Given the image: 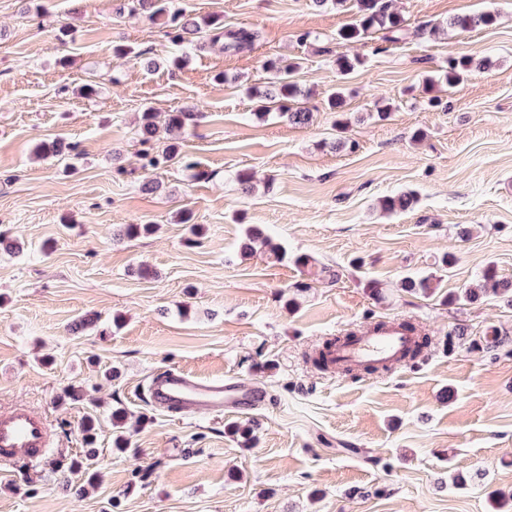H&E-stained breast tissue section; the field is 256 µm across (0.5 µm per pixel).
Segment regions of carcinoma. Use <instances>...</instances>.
I'll use <instances>...</instances> for the list:
<instances>
[{
  "label": "carcinoma",
  "instance_id": "1",
  "mask_svg": "<svg viewBox=\"0 0 512 512\" xmlns=\"http://www.w3.org/2000/svg\"><path fill=\"white\" fill-rule=\"evenodd\" d=\"M349 1L355 7L354 18L350 26L341 33V37L354 40L381 31L383 39L386 41L397 42L401 39L403 19L392 10V0H313L319 7L329 5L343 7ZM124 7L132 13L144 15L153 22L164 20L165 27H167L165 36L173 45L187 51L205 49L207 42L203 41V34L215 30L218 31L216 37L224 38V50L227 52L238 53L250 50L259 40V32L256 30L243 27L226 29L220 16H196L185 8L174 6L173 0H125ZM492 22L493 17L489 13L455 16L448 19V27L466 31L479 26H489ZM265 67L273 72V79L265 90L256 92L259 107L256 116L258 117L265 116L264 110L268 104L277 100L294 98L299 93L297 84L291 80L292 74L297 69L296 64L268 60ZM475 67H483L482 61L466 56L450 58L445 80L448 85L452 86L460 80L463 73ZM201 116L202 113L197 110L172 109L165 115V133H180L194 125ZM137 136L141 146L139 150L141 168L159 170L168 166V163L177 157L176 145L169 144L162 149L157 147L161 135L154 111L148 109L142 113ZM416 202L415 194L406 192L383 198L380 200V206L384 211L393 214L413 209ZM258 246L269 249L279 260L284 258V254L278 251V248L263 235L262 231L253 227L248 231L246 241L243 243V250L251 252ZM484 295L499 297L512 304V280L499 276L492 267L486 268L482 276L481 287L468 289L464 292L463 297L469 302H475ZM336 342L335 338L327 341L322 349L312 356V361L317 367L327 369L331 366L329 355L332 348L336 346ZM511 344V339L499 335L495 329L483 336L479 342L480 348L490 353H496ZM255 428L256 423L254 422L245 425L231 423L227 430L239 437L241 444L247 446L255 438ZM82 436L86 445L84 454L71 462V468L77 470L85 468L87 461L95 456L93 445L96 440V427L93 420L89 419L83 423Z\"/></svg>",
  "mask_w": 512,
  "mask_h": 512
}]
</instances>
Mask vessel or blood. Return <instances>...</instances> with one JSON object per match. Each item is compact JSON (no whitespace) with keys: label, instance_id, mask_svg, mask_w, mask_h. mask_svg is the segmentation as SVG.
<instances>
[{"label":"vessel or blood","instance_id":"vessel-or-blood-1","mask_svg":"<svg viewBox=\"0 0 512 512\" xmlns=\"http://www.w3.org/2000/svg\"><path fill=\"white\" fill-rule=\"evenodd\" d=\"M413 344L409 331L389 322L366 327L341 341L333 357L342 370L367 364L382 367L396 363ZM262 394V389L251 383H213L172 369L154 382L150 396L156 406L194 416L215 408L246 409ZM49 437L46 420L35 411L22 406L0 411V462L39 458L49 445Z\"/></svg>","mask_w":512,"mask_h":512}]
</instances>
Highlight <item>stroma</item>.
I'll return each instance as SVG.
<instances>
[{
  "label": "stroma",
  "instance_id": "35a3bbf8",
  "mask_svg": "<svg viewBox=\"0 0 512 512\" xmlns=\"http://www.w3.org/2000/svg\"><path fill=\"white\" fill-rule=\"evenodd\" d=\"M121 2L0 0V236L21 247L0 248V410L34 409L51 434L38 461L0 473V512H491L489 491L512 494V352L471 342L493 329L512 337V307L445 299L479 287L490 264L512 278V0H393L405 27L396 43L341 40L348 7L178 0L262 38L241 53L208 46L176 68L162 26L118 14ZM487 12L489 26L425 31ZM116 43L157 69L117 61ZM343 54L362 60L344 78ZM462 56L490 66L425 88ZM272 58L299 64L295 103L310 124L254 116L248 92L265 88ZM340 81L351 119L342 134L325 105ZM86 84L94 95H81ZM380 99L394 105L384 120ZM147 105L202 107L179 149L205 177L141 169ZM57 139L76 154L36 155ZM242 171L252 193L235 180ZM150 179L162 190L141 191ZM409 190L413 210L380 212L381 197ZM182 209L200 236L176 222ZM128 224L154 231L120 237ZM250 224L287 259L242 255ZM424 276L431 295L400 286ZM375 282L384 299L371 295ZM87 314L95 325L76 329ZM386 320L428 336L416 362L349 375L309 362L326 340ZM460 326L466 340L447 346ZM172 368L248 380L266 397L187 418L149 402L150 382ZM70 386L83 399L63 398ZM89 418L99 423L94 482L66 469ZM252 419L260 428L244 448L226 427ZM119 434L127 452L113 448Z\"/></svg>",
  "mask_w": 512,
  "mask_h": 512
}]
</instances>
